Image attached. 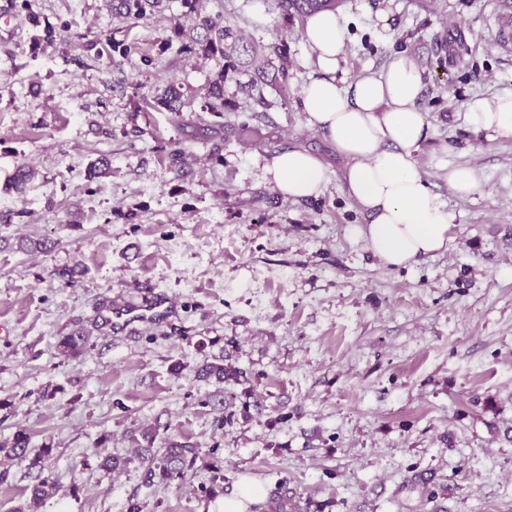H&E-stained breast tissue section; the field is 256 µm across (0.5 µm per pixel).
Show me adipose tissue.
<instances>
[{
	"instance_id": "1",
	"label": "adipose tissue",
	"mask_w": 512,
	"mask_h": 512,
	"mask_svg": "<svg viewBox=\"0 0 512 512\" xmlns=\"http://www.w3.org/2000/svg\"><path fill=\"white\" fill-rule=\"evenodd\" d=\"M347 34L339 12L322 9L307 17L304 39L314 69L301 110L307 126L325 134L348 161L346 192L368 218L354 232L390 266L447 251L454 216L414 159L430 129L427 113L417 106L423 72L412 57L398 55L380 74L349 79L343 66ZM464 123L472 132L512 139V90L472 98ZM265 173L292 199L319 196L327 180L322 161L300 149L272 157Z\"/></svg>"
}]
</instances>
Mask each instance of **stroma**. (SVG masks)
<instances>
[{
  "mask_svg": "<svg viewBox=\"0 0 512 512\" xmlns=\"http://www.w3.org/2000/svg\"><path fill=\"white\" fill-rule=\"evenodd\" d=\"M361 2L338 6L348 75L416 60L431 127L416 164L455 215L447 252L400 267L353 233L367 217L346 161L300 109L305 21L278 0H159L139 19L108 0H0V444L24 428L43 449L58 492L36 512H221L243 477L288 512H512V141L462 119L512 90L503 0H369L391 11L386 38ZM199 13L259 63L189 48ZM171 83L178 117L153 102ZM289 148L323 160L318 197L266 178ZM102 156L109 175L88 180ZM459 167L480 182L465 198L445 179ZM154 294L169 318L112 325L114 305ZM78 328L89 343L62 356ZM218 360L236 377L198 378ZM171 440L197 458L165 480L137 451ZM34 474L0 456V512L28 503ZM224 70H218L214 73L209 82V87L205 97L209 100L208 110L211 112H220L224 109Z\"/></svg>",
  "mask_w": 512,
  "mask_h": 512,
  "instance_id": "1",
  "label": "stroma"
}]
</instances>
